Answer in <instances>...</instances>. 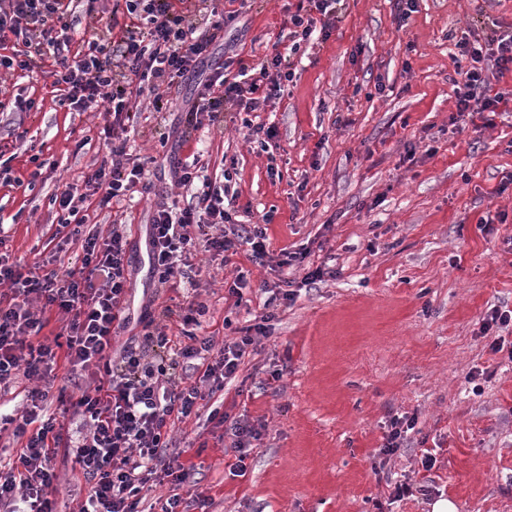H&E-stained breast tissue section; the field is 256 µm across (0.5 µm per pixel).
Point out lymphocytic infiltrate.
Returning <instances> with one entry per match:
<instances>
[{
	"mask_svg": "<svg viewBox=\"0 0 512 512\" xmlns=\"http://www.w3.org/2000/svg\"><path fill=\"white\" fill-rule=\"evenodd\" d=\"M309 2L314 13L288 17L286 51H273L257 67L242 66L233 74L228 66L211 65L214 45L237 17L218 10L216 0H124V21L110 45L98 39L76 43L72 0H0V43L11 39L18 47L0 54V97H10L13 111L33 110L35 99L10 94L7 79L18 70L41 68L50 56L57 64L60 105L109 118L100 131L105 154L99 165L82 184L62 183L52 198L58 224L67 230L56 250L78 246L79 264L25 267L0 236V391L30 383L23 406L0 413V434L10 433L19 447L16 461L0 464V512H57L59 459L89 486L72 512H182L179 494L156 497L152 490L190 479V468L171 449L169 431L174 422L199 415L205 400L211 403L208 422L224 428L231 471L245 473L265 425L230 415L215 396L235 381L257 338L266 336L274 307L295 293L271 291L264 313L243 336L216 344L199 333L209 308L195 295L202 268L194 258L204 253L213 262L245 245L252 261L281 269L293 266L297 254L272 258L265 228L237 223L225 206L223 183L198 180L194 164L178 163L175 184L191 189L192 202L182 208L155 203L146 238L158 287L184 284L191 293L175 306L147 301L142 335L122 341L118 335L129 322L130 228L117 217L100 227L90 212L111 209L128 192L149 188L144 163L127 153L128 133L139 117L133 100L144 86H151L159 112L160 87L196 74L198 98L185 114L190 130L221 127L229 105L254 111L258 92L277 97L292 82L288 54L327 38L335 0ZM456 47L469 62L453 82L457 114L492 125L494 115L512 112V90L497 85L512 74V31L481 42L464 36ZM50 313L62 324L60 339L51 342L40 337ZM62 361L68 370L59 379L55 370ZM52 398L62 405L61 415L48 413Z\"/></svg>",
	"mask_w": 512,
	"mask_h": 512,
	"instance_id": "f902f5d3",
	"label": "lymphocytic infiltrate"
}]
</instances>
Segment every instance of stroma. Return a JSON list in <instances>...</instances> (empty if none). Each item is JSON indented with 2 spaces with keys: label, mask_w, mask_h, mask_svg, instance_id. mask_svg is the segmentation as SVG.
<instances>
[{
  "label": "stroma",
  "mask_w": 512,
  "mask_h": 512,
  "mask_svg": "<svg viewBox=\"0 0 512 512\" xmlns=\"http://www.w3.org/2000/svg\"><path fill=\"white\" fill-rule=\"evenodd\" d=\"M298 5L226 0L238 14L224 32L226 55L259 64ZM510 28L512 0H417L404 25L391 0H339L329 38L292 55L287 93L246 116L275 127L269 153L234 108L223 130L204 126L182 142L192 76L164 91L163 111L142 112L132 151L156 162L150 192L119 208L133 244L125 336L139 333L142 304L170 297L149 278L146 226L158 198L189 201L172 180L186 157L208 178L231 174L239 223L273 213V255H306L290 269L296 298L275 308L239 372L241 391L224 397L229 414L265 424L245 475L230 474L212 424L175 427L181 460L198 465L196 488L216 512H430L442 496L458 512H512V357L492 352L481 332L492 309L512 310V112L477 131L451 121L456 40ZM52 82L43 72L21 79L38 109L0 113L16 178L0 186V227L29 266L57 244L50 199L59 180L82 181L103 155L101 116L60 106ZM41 163L56 165L58 179L28 188ZM297 192L303 199L291 204ZM489 215L492 229L481 231ZM321 264L335 276L303 283L305 268ZM240 271L250 302L234 309L224 283ZM277 281L242 252L203 276L202 335L240 336L260 312L263 285ZM276 369L282 378L269 382ZM405 414L416 418L414 432L382 455L389 419ZM425 448L437 459L429 471ZM404 482L429 493L394 498Z\"/></svg>",
  "instance_id": "1"
}]
</instances>
